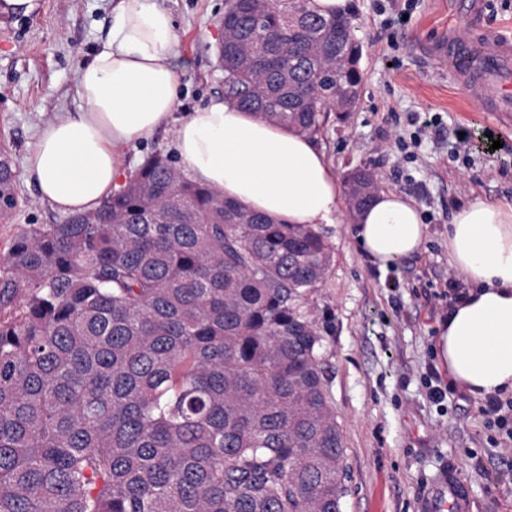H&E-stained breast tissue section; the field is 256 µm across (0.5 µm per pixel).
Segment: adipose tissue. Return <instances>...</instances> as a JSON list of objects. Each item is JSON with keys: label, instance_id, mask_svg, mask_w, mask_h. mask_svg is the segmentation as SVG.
Segmentation results:
<instances>
[{"label": "adipose tissue", "instance_id": "obj_1", "mask_svg": "<svg viewBox=\"0 0 512 512\" xmlns=\"http://www.w3.org/2000/svg\"><path fill=\"white\" fill-rule=\"evenodd\" d=\"M176 22L164 0H115L106 43L82 66L78 111L44 123L25 160L39 200L66 215L97 210L126 174V153L173 125L190 178L290 224H337L343 187L312 137L221 97L175 117ZM428 234L409 197L377 192L356 222L361 250L380 268L419 252ZM448 261L463 298L439 325L436 351L451 383L485 402L512 393V202L473 198L448 226Z\"/></svg>", "mask_w": 512, "mask_h": 512}]
</instances>
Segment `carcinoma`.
Instances as JSON below:
<instances>
[{
  "label": "carcinoma",
  "mask_w": 512,
  "mask_h": 512,
  "mask_svg": "<svg viewBox=\"0 0 512 512\" xmlns=\"http://www.w3.org/2000/svg\"><path fill=\"white\" fill-rule=\"evenodd\" d=\"M224 98L321 132L360 84L350 15L225 0ZM345 178L351 212L374 199ZM0 148V217L19 207ZM317 227L249 210L154 151L92 214L0 259V512H341L345 440L304 310Z\"/></svg>",
  "instance_id": "carcinoma-1"
}]
</instances>
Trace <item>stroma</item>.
I'll return each instance as SVG.
<instances>
[{"label":"stroma","mask_w":512,"mask_h":512,"mask_svg":"<svg viewBox=\"0 0 512 512\" xmlns=\"http://www.w3.org/2000/svg\"><path fill=\"white\" fill-rule=\"evenodd\" d=\"M468 0H352L361 58L360 94L346 119L328 113L319 146L346 173L372 170L383 190L419 206L421 251L379 269L360 250L350 217L321 225L333 253L307 306L324 340L323 366L345 438L342 512H421L423 492L444 471L461 478L472 512H512V439L482 404L448 383L438 364L439 323L466 284L448 261V226L469 199L512 200V130L499 149L464 146L461 130L492 128L447 61L425 49L442 39ZM38 12L0 17V143L18 174L20 208L0 220V255L30 224L62 214L40 203L25 158L41 124L77 111L81 66L106 39L111 0H40ZM178 23V112L222 96L218 61L224 0H166ZM409 14L402 26L394 13ZM444 390L442 403L430 392Z\"/></svg>","instance_id":"1"}]
</instances>
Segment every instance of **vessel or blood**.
Wrapping results in <instances>:
<instances>
[{"instance_id":"vessel-or-blood-1","label":"vessel or blood","mask_w":512,"mask_h":512,"mask_svg":"<svg viewBox=\"0 0 512 512\" xmlns=\"http://www.w3.org/2000/svg\"><path fill=\"white\" fill-rule=\"evenodd\" d=\"M480 0H469L464 12L451 23L448 34L429 49L436 58L467 52L479 44L480 53L466 69L454 76L455 83L475 90L479 111L493 116L503 127L512 125V37L478 28ZM424 512H471L465 486L456 473L442 475L422 499Z\"/></svg>"}]
</instances>
